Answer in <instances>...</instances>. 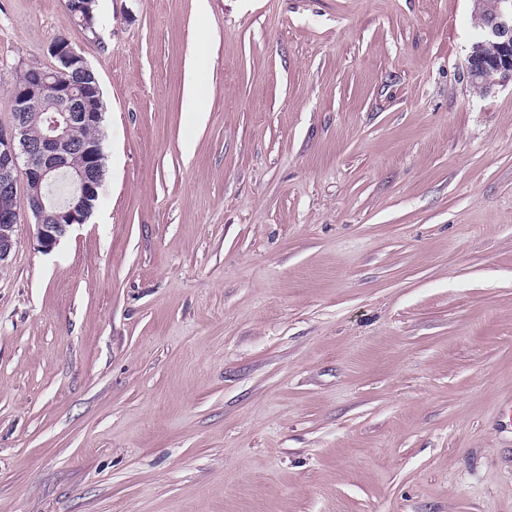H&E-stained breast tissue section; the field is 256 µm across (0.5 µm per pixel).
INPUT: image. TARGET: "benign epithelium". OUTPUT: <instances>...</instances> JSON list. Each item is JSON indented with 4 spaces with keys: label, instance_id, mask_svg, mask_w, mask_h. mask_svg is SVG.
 <instances>
[{
    "label": "benign epithelium",
    "instance_id": "7a95c632",
    "mask_svg": "<svg viewBox=\"0 0 512 512\" xmlns=\"http://www.w3.org/2000/svg\"><path fill=\"white\" fill-rule=\"evenodd\" d=\"M472 17L484 34V42L499 49L497 57L488 59L482 54L481 46L473 45L466 57L471 82L480 84L487 94L494 87L512 81V0H497L491 15L486 13L485 0H473ZM48 53L55 61L85 75L91 72L83 54L68 40L50 43ZM488 69L495 71L496 78L485 82L483 74ZM47 94L52 96L54 112L47 118L45 132L32 140L25 115ZM100 95L97 82L73 84L63 79L62 71L54 65L49 69H32L29 84L10 97L12 121L6 127L0 126V200L15 198L18 175L24 174L36 240L45 253L59 244L71 226L86 223L93 211V200L99 194L100 147L82 139L79 131L103 122L104 112L92 102ZM75 150L83 155L84 164L72 170L69 155ZM62 174L67 175L70 186L64 203L49 193L51 184ZM19 223L21 216L16 208L0 207V267L17 245Z\"/></svg>",
    "mask_w": 512,
    "mask_h": 512
}]
</instances>
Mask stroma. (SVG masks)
I'll list each match as a JSON object with an SVG mask.
<instances>
[{
    "label": "stroma",
    "instance_id": "1",
    "mask_svg": "<svg viewBox=\"0 0 512 512\" xmlns=\"http://www.w3.org/2000/svg\"><path fill=\"white\" fill-rule=\"evenodd\" d=\"M96 5L0 0V125L58 37L105 106L52 252L17 184L0 512H512V84L471 89V0ZM49 55L56 61L69 67H74L83 75L91 73L92 70L81 52H79L70 41H54L48 46ZM207 78L199 72H192L188 80L186 108L188 112H203L204 92Z\"/></svg>",
    "mask_w": 512,
    "mask_h": 512
}]
</instances>
